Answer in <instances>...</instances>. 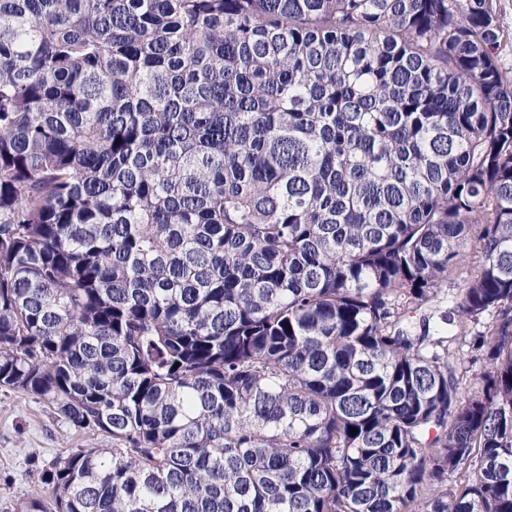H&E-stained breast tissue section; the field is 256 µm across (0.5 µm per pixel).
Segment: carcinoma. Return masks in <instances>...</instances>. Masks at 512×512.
I'll use <instances>...</instances> for the list:
<instances>
[{"instance_id": "carcinoma-1", "label": "carcinoma", "mask_w": 512, "mask_h": 512, "mask_svg": "<svg viewBox=\"0 0 512 512\" xmlns=\"http://www.w3.org/2000/svg\"><path fill=\"white\" fill-rule=\"evenodd\" d=\"M504 38L494 0H0V389L112 441L17 512H512ZM448 348L450 353L457 355L461 358V363L467 368V386L470 378H473L476 373H479L483 369L482 360H474L471 358L472 354H469V346L463 342L459 336L456 335V329L452 325H448ZM469 387V386H468Z\"/></svg>"}]
</instances>
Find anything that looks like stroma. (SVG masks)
Masks as SVG:
<instances>
[{"instance_id": "1", "label": "stroma", "mask_w": 512, "mask_h": 512, "mask_svg": "<svg viewBox=\"0 0 512 512\" xmlns=\"http://www.w3.org/2000/svg\"><path fill=\"white\" fill-rule=\"evenodd\" d=\"M110 445L109 438L74 431L34 399L0 389V512H13L36 490L41 460Z\"/></svg>"}]
</instances>
